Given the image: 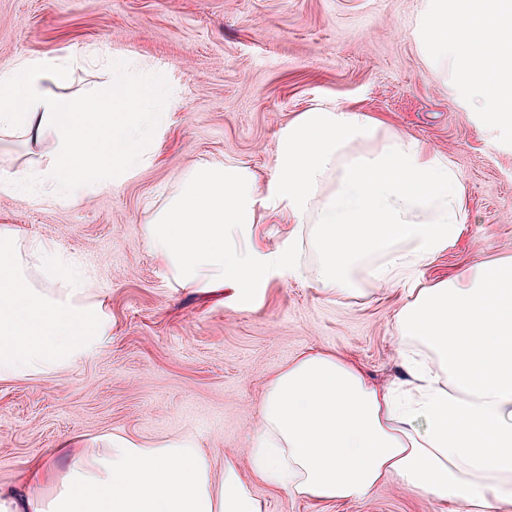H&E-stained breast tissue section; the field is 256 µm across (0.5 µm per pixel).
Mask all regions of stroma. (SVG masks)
<instances>
[{"label":"stroma","instance_id":"35a3bbf8","mask_svg":"<svg viewBox=\"0 0 512 512\" xmlns=\"http://www.w3.org/2000/svg\"><path fill=\"white\" fill-rule=\"evenodd\" d=\"M423 0H0V69L29 57L93 51L64 93L96 91L111 57L148 63L172 92L151 160L124 182L87 186L72 203L32 205L0 193V224L48 243L106 296L112 332L67 370L0 381V483L22 485L26 461L51 456L46 495L71 462L66 445L126 435L192 438L213 482L234 458L266 512H464L388 479L365 498L317 502L254 481L250 444L270 378L300 354L335 353L379 387L404 376L394 314L401 290L376 285L336 298L269 267L257 294L180 288L146 229L194 166L234 160L266 182L279 137L316 105L350 107L448 157L469 221L421 285L512 256V136L484 135L463 92L448 89L413 34ZM50 145L0 140V170L37 171Z\"/></svg>","mask_w":512,"mask_h":512}]
</instances>
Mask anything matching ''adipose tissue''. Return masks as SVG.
Segmentation results:
<instances>
[{
    "instance_id": "adipose-tissue-1",
    "label": "adipose tissue",
    "mask_w": 512,
    "mask_h": 512,
    "mask_svg": "<svg viewBox=\"0 0 512 512\" xmlns=\"http://www.w3.org/2000/svg\"><path fill=\"white\" fill-rule=\"evenodd\" d=\"M415 31L425 58L466 90L486 132L512 131V0H426ZM67 77L63 62L46 57L0 69V132L53 145L40 172L47 194L2 172L1 193L62 202L144 165V146L162 125L154 107L166 96L151 68L132 81L113 63L109 83L78 101L57 91ZM381 133L359 110L312 107L282 133L266 187L233 162L183 173L148 226V245L180 287L228 281L249 294L266 270L249 242L271 213L316 253L310 264L294 250L276 255L290 274L341 296L372 257L371 277L404 293L396 328L406 379L378 388L337 354L297 357L270 380L260 407L256 481L331 502L363 498L391 477L465 512H512V257L421 286L417 268L468 222L464 187L448 157L399 133H382L379 150L349 154ZM20 248V230L1 224L0 380L61 372L111 332L106 299L89 281L36 287ZM70 456L54 497L42 494L53 466L40 458L28 485L0 486V512H263L236 460L225 458L224 479L213 484L189 438L146 444L117 435L102 450L74 444Z\"/></svg>"
}]
</instances>
